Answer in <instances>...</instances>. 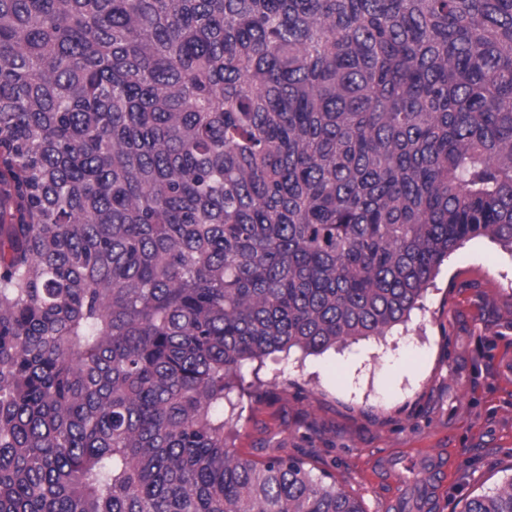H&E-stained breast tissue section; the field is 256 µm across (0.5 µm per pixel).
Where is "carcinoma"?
<instances>
[{"label":"carcinoma","instance_id":"carcinoma-1","mask_svg":"<svg viewBox=\"0 0 512 512\" xmlns=\"http://www.w3.org/2000/svg\"><path fill=\"white\" fill-rule=\"evenodd\" d=\"M476 238L512 248V0H0V512H364L224 396Z\"/></svg>","mask_w":512,"mask_h":512}]
</instances>
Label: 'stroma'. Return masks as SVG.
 <instances>
[{
  "instance_id": "1",
  "label": "stroma",
  "mask_w": 512,
  "mask_h": 512,
  "mask_svg": "<svg viewBox=\"0 0 512 512\" xmlns=\"http://www.w3.org/2000/svg\"><path fill=\"white\" fill-rule=\"evenodd\" d=\"M242 376L267 394L224 401L241 455L288 452L332 474L365 512H398L424 477H393L379 460L432 454L444 470L430 512H462L512 477V251L467 241L386 335L279 352Z\"/></svg>"
}]
</instances>
